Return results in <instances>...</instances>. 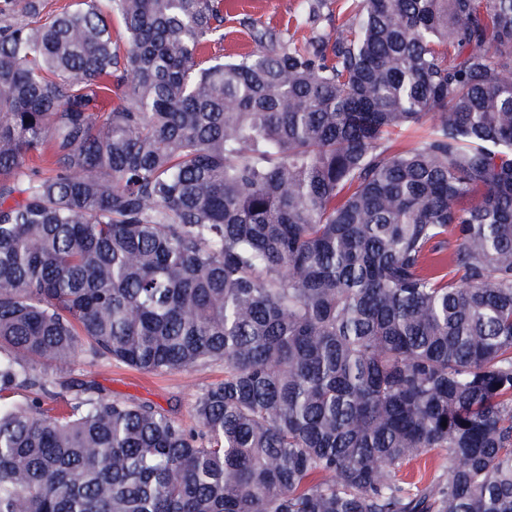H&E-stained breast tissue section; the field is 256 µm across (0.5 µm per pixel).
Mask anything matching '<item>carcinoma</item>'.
<instances>
[{
  "label": "carcinoma",
  "instance_id": "obj_1",
  "mask_svg": "<svg viewBox=\"0 0 512 512\" xmlns=\"http://www.w3.org/2000/svg\"><path fill=\"white\" fill-rule=\"evenodd\" d=\"M352 5L0 0V512H512V0ZM224 42L209 52L230 55L254 48L251 32L256 29L291 35L299 0H226ZM74 377L94 380L113 397L145 401L182 421L193 423V403L206 384L224 378V366L213 365L199 371L145 374L107 359L92 361L78 354L72 363ZM442 463L440 456L436 452H432L410 466V471L413 474V482L409 488L416 490L423 488L427 482L430 474H433L438 466Z\"/></svg>",
  "mask_w": 512,
  "mask_h": 512
}]
</instances>
